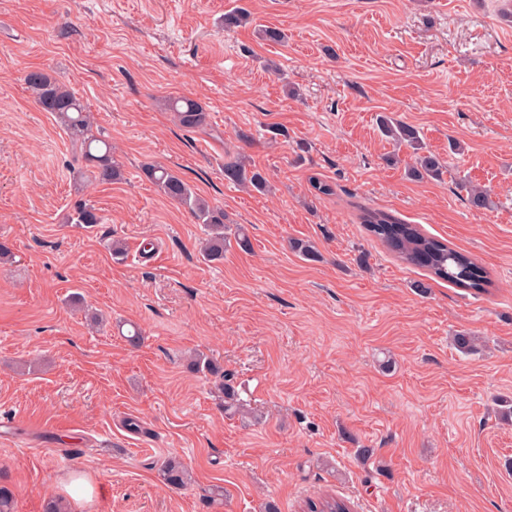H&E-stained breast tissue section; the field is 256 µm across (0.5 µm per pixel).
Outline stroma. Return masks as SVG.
Returning <instances> with one entry per match:
<instances>
[{
    "label": "stroma",
    "mask_w": 512,
    "mask_h": 512,
    "mask_svg": "<svg viewBox=\"0 0 512 512\" xmlns=\"http://www.w3.org/2000/svg\"><path fill=\"white\" fill-rule=\"evenodd\" d=\"M235 6L253 22L225 30ZM34 69L92 113L121 181L75 182L77 147L23 81ZM173 95L199 100L207 127L176 124ZM382 112L421 131L440 179L409 175ZM230 156L268 192L225 180ZM146 163L244 225L252 251L205 263L203 225ZM464 179L489 208L467 205ZM84 202L100 224L71 223ZM354 202L471 254L489 293L417 290L424 271ZM0 241V423L27 421L0 435L16 512H43L72 476L94 487L83 512H307L328 495L351 512H512V0H0ZM461 331L476 352L454 347ZM192 351L250 415H225ZM171 456L189 486L162 484ZM187 368L194 373L207 372L219 378L220 384L216 387L218 391L224 395L225 413L230 415L249 414V410H247L245 405L238 399L234 386L228 383V380L224 378V371L219 364L200 353H194L189 356Z\"/></svg>",
    "instance_id": "35a3bbf8"
}]
</instances>
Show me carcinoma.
Listing matches in <instances>:
<instances>
[{
  "label": "carcinoma",
  "mask_w": 512,
  "mask_h": 512,
  "mask_svg": "<svg viewBox=\"0 0 512 512\" xmlns=\"http://www.w3.org/2000/svg\"><path fill=\"white\" fill-rule=\"evenodd\" d=\"M24 81L37 105L53 113L70 132L72 140L79 146V156L94 168V180L100 184H110L119 179L120 169L112 160V145L93 133L90 114L74 92L64 82L43 70L27 72ZM163 106L166 111L175 114L183 128L195 130L207 126L206 110L194 99L169 97L164 100ZM379 122L384 134L392 140L414 147L420 145L419 133L413 127L388 115L381 116ZM442 169L443 165L436 156L420 155L413 173L437 177ZM144 174L163 195L187 208L197 222L206 227V238L200 246L204 261H223L224 248L231 243L243 252L252 251L246 229L238 225L235 230H230V227L224 225V211L212 207L179 174L161 165L145 167ZM224 179L256 190L264 189L267 184L260 170H249L237 159L224 162ZM459 187L465 191L466 200L472 208L482 210L490 204L485 189L465 182L460 183ZM357 218L396 258L424 270L429 279L466 288L477 294L486 293L491 287L488 272L476 259L425 233L420 225L409 224L387 211L368 208L359 209ZM72 222L89 227L100 223V217L94 207L84 204L77 208ZM292 249L308 261L317 262L321 259V254L309 241L296 240L292 243ZM187 368L194 373L207 372L220 380L217 389L224 395L225 413H249L238 399L234 386L224 378V371L219 364L200 353H194L189 356ZM161 477L163 483L172 488L184 487L192 481L188 468L173 458L161 465Z\"/></svg>",
  "instance_id": "1"
}]
</instances>
